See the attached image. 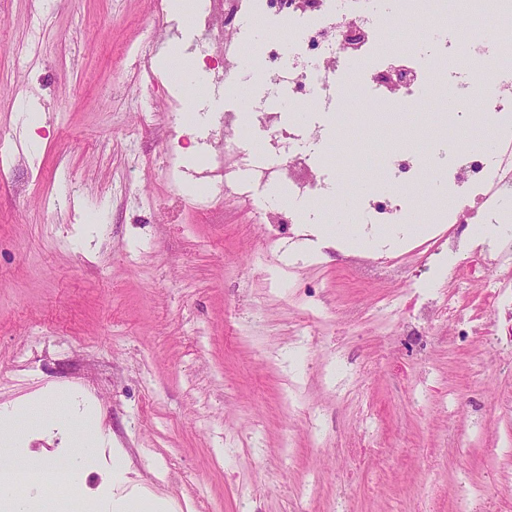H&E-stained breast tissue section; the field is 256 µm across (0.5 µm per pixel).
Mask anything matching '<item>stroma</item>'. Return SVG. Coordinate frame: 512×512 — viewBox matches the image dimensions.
<instances>
[{
	"label": "stroma",
	"instance_id": "stroma-1",
	"mask_svg": "<svg viewBox=\"0 0 512 512\" xmlns=\"http://www.w3.org/2000/svg\"><path fill=\"white\" fill-rule=\"evenodd\" d=\"M177 16L169 0H0V417L39 400L83 415L99 452L77 492L53 512H115L128 497L170 512H448L468 478L484 512H512V310L492 306L467 269L466 246L437 294H454L481 333L421 325L407 347L393 297L417 302L448 234L426 178L410 237L375 250L315 242L288 264L300 224H268L276 183L271 132L259 121L227 167L260 164L258 180L189 188V152H218L224 132L173 127L188 101L224 88L189 83L182 58L160 64L170 24L205 62L198 38L208 0ZM35 108L29 131L19 103ZM332 163L391 145L358 112ZM177 154L175 171L165 158ZM94 223L89 251L77 226ZM0 453L66 460L68 443L35 414ZM126 464L112 479V454Z\"/></svg>",
	"mask_w": 512,
	"mask_h": 512
}]
</instances>
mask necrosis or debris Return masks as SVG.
Listing matches in <instances>:
<instances>
[{"mask_svg":"<svg viewBox=\"0 0 512 512\" xmlns=\"http://www.w3.org/2000/svg\"><path fill=\"white\" fill-rule=\"evenodd\" d=\"M210 21L201 34L207 42L240 37L238 0H212ZM254 9L294 33L289 45L263 44L251 61H224V88L239 89L244 71L264 74L268 82L287 84L290 112L297 122L274 131L272 147L277 171L288 180L293 196L322 203L334 182H346V171L335 179L313 172L310 155L297 131L313 112L333 113L337 125L345 114L339 102L367 103L376 108L412 111L433 85L449 91L448 106L466 119H477L466 152L449 156L393 154L384 166L386 190L354 192L340 224H404L418 207L410 187L416 171L429 175L431 191H447L450 205L443 224L462 223L470 202L480 205V224L512 222V55L497 39L501 14L475 18L461 12L452 26L428 13L427 0H255ZM413 18L423 40L439 45L442 55L463 56L465 67L442 69L421 52L379 55L381 33Z\"/></svg>","mask_w":512,"mask_h":512,"instance_id":"1","label":"necrosis or debris"}]
</instances>
